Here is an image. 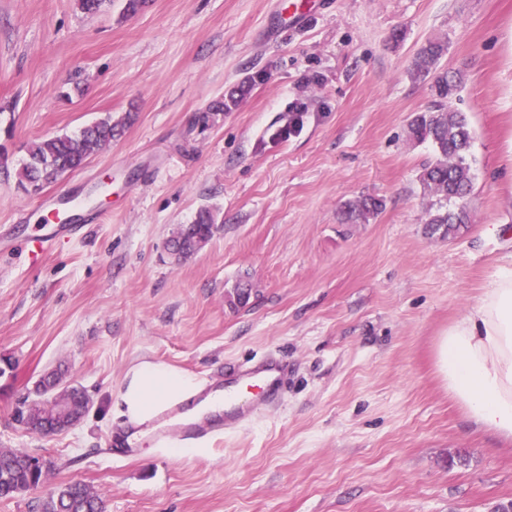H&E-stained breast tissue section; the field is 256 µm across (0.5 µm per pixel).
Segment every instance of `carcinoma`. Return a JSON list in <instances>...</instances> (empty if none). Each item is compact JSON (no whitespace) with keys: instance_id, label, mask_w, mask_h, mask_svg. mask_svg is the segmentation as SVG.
Segmentation results:
<instances>
[{"instance_id":"carcinoma-1","label":"carcinoma","mask_w":512,"mask_h":512,"mask_svg":"<svg viewBox=\"0 0 512 512\" xmlns=\"http://www.w3.org/2000/svg\"><path fill=\"white\" fill-rule=\"evenodd\" d=\"M448 54V39L439 37L427 42L414 57L410 74L415 79H430L431 106L416 114L408 125L409 139L416 144H427L434 152V160L423 165L418 180L432 198L427 224L432 231L443 230L449 235L469 222L465 198L470 194L474 173L469 162L472 133L466 117L449 107L463 84L461 72H450L440 65ZM125 122L112 121V114L93 121L73 134L62 133L32 144L18 171V185L24 191L43 188L63 175L81 168L96 150L112 142L121 134ZM381 201L365 198L351 204L346 220L365 223L381 208ZM214 234L211 211L200 208L191 224L187 240H210ZM68 411L59 426L69 427L80 421L87 410L83 393L75 388L66 397ZM24 427L43 434L51 421L46 412L34 408L20 414ZM28 453L9 451L0 453V499H11L41 483V476L52 462L43 461L37 471L25 465ZM40 512H102V503L91 490L80 482H68L50 490L40 505Z\"/></svg>"}]
</instances>
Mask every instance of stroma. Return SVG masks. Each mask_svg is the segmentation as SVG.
Listing matches in <instances>:
<instances>
[{
    "label": "stroma",
    "mask_w": 512,
    "mask_h": 512,
    "mask_svg": "<svg viewBox=\"0 0 512 512\" xmlns=\"http://www.w3.org/2000/svg\"><path fill=\"white\" fill-rule=\"evenodd\" d=\"M0 0V452L50 460L0 512L85 484L104 512H491L512 503V442L470 421L434 345L512 254V0H322L293 28L279 0ZM463 70L471 222L430 232L433 158L407 125L431 103L409 73L428 39ZM224 111H215V104ZM132 114L83 168L27 194L29 146ZM288 138L278 132L290 123ZM364 197L382 207L344 220ZM78 225L43 255L41 205ZM217 219L186 259L168 241ZM105 213L84 223L87 209ZM249 299L234 300L238 282ZM288 362L279 403L202 448L134 456L110 440L144 362L220 385L226 365ZM90 398L58 435L15 419L39 380ZM214 217L211 211L206 208H200L193 222L189 225V234L187 242H190L194 238H200L204 240H210L214 234Z\"/></svg>",
    "instance_id": "obj_1"
}]
</instances>
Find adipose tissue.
Instances as JSON below:
<instances>
[{
	"mask_svg": "<svg viewBox=\"0 0 512 512\" xmlns=\"http://www.w3.org/2000/svg\"><path fill=\"white\" fill-rule=\"evenodd\" d=\"M438 372L451 399L477 425L512 440V258L491 275L480 298L452 320L436 348ZM200 391L196 380L163 364L136 369L121 394L138 424L160 408Z\"/></svg>",
	"mask_w": 512,
	"mask_h": 512,
	"instance_id": "ef3b65f1",
	"label": "adipose tissue"
}]
</instances>
